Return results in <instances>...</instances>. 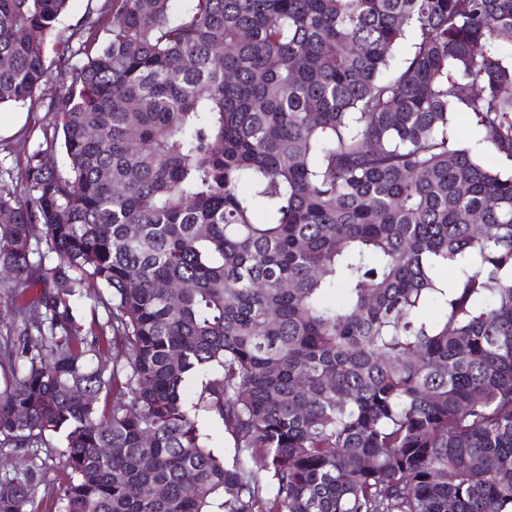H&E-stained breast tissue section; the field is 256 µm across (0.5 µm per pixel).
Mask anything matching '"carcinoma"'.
<instances>
[{
	"instance_id": "cac0c4a2",
	"label": "carcinoma",
	"mask_w": 512,
	"mask_h": 512,
	"mask_svg": "<svg viewBox=\"0 0 512 512\" xmlns=\"http://www.w3.org/2000/svg\"><path fill=\"white\" fill-rule=\"evenodd\" d=\"M67 2L0 0V106ZM175 2L87 15L66 169L0 185L8 293L36 289L0 512L58 441L59 512H512V0ZM201 424L204 430L211 435L210 446L217 453L229 452L232 448L231 441L227 435L224 434V426L222 423L209 418H202ZM224 446L226 448H224Z\"/></svg>"
}]
</instances>
